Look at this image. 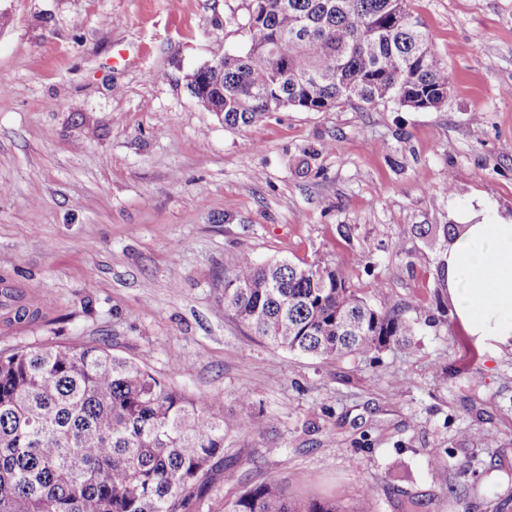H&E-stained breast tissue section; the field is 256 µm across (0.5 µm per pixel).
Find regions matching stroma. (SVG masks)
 Segmentation results:
<instances>
[{"label": "stroma", "instance_id": "1", "mask_svg": "<svg viewBox=\"0 0 512 512\" xmlns=\"http://www.w3.org/2000/svg\"><path fill=\"white\" fill-rule=\"evenodd\" d=\"M249 4L0 0V276L42 309L0 321V352L106 344L227 416H270L228 436L238 479L198 512L269 480L345 512H512L490 468L512 463V351L452 317L431 232L479 201L512 213V0H412L448 68L440 109L289 108L230 129L186 77L248 47ZM244 252L335 263L415 333L375 360L275 349L224 309ZM441 471L497 492L453 499Z\"/></svg>", "mask_w": 512, "mask_h": 512}]
</instances>
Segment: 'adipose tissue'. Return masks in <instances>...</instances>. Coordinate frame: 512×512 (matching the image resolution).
<instances>
[{
  "instance_id": "obj_1",
  "label": "adipose tissue",
  "mask_w": 512,
  "mask_h": 512,
  "mask_svg": "<svg viewBox=\"0 0 512 512\" xmlns=\"http://www.w3.org/2000/svg\"><path fill=\"white\" fill-rule=\"evenodd\" d=\"M468 218L443 259L448 299L477 346L512 350V214Z\"/></svg>"
}]
</instances>
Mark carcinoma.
Wrapping results in <instances>:
<instances>
[{
    "instance_id": "cac0c4a2",
    "label": "carcinoma",
    "mask_w": 512,
    "mask_h": 512,
    "mask_svg": "<svg viewBox=\"0 0 512 512\" xmlns=\"http://www.w3.org/2000/svg\"><path fill=\"white\" fill-rule=\"evenodd\" d=\"M249 47L224 54L207 98L224 95V126L271 112L393 102L415 111L448 99V68L408 0H251ZM269 43L274 55L261 45ZM224 308L273 346L330 360L407 342L414 323L389 300L367 304L325 262L266 264L241 255L224 270ZM16 321L37 308L6 289ZM262 412L227 418L203 395L167 384L108 346L58 344L0 354V512H196L213 476L236 479L230 432L260 434ZM448 496L491 488L450 483ZM227 512H345L332 498L294 499L253 484Z\"/></svg>"
}]
</instances>
